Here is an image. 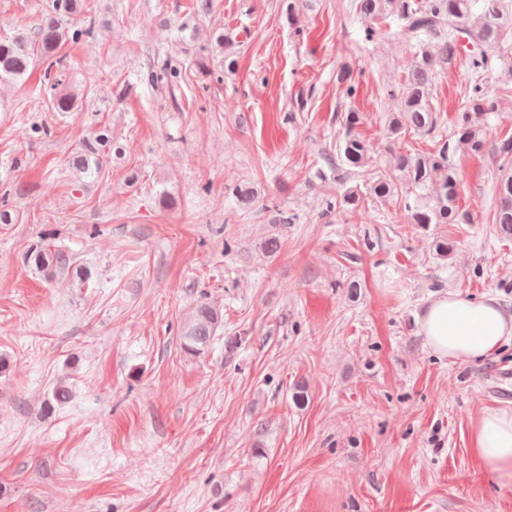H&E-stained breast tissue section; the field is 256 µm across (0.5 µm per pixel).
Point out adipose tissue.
<instances>
[{"label":"adipose tissue","mask_w":512,"mask_h":512,"mask_svg":"<svg viewBox=\"0 0 512 512\" xmlns=\"http://www.w3.org/2000/svg\"><path fill=\"white\" fill-rule=\"evenodd\" d=\"M417 320L428 348L453 362L473 364L512 343V314L490 296L450 291L428 302ZM469 448L500 487H512V408L477 416Z\"/></svg>","instance_id":"adipose-tissue-1"}]
</instances>
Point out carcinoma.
I'll return each mask as SVG.
<instances>
[{"instance_id":"carcinoma-1","label":"carcinoma","mask_w":512,"mask_h":512,"mask_svg":"<svg viewBox=\"0 0 512 512\" xmlns=\"http://www.w3.org/2000/svg\"><path fill=\"white\" fill-rule=\"evenodd\" d=\"M362 22L363 41L369 44L398 40L413 54L411 68L399 87L387 89L397 99V108L387 113L386 138L390 159L384 172L364 185L351 184L363 169L370 166V144L358 133L360 115H341L336 138L338 175L336 198L327 202L324 216L337 209L354 210L366 199H386L405 194L404 209L408 223L426 230L432 224H469V213L459 205L460 179L454 158L461 151L483 154L488 148L482 122L499 108L500 96L490 94L484 86L485 76L497 68V50L512 38V0H353ZM87 7L84 0H52L51 12L28 33L0 40V79L20 78L37 58L47 64L45 80L50 86L55 112H69L75 94L62 89L64 79L51 74L58 48L64 41L76 43L87 28L69 29L64 18H73ZM394 17L395 25L381 27L378 21ZM466 54L467 69L473 84L466 90L454 125L447 135L436 140L430 150L410 152L396 150L407 134L430 136L439 126L437 112L430 96L438 76L456 67L460 53ZM336 82L344 95L355 96L354 72L342 67ZM112 153V137L105 127L86 141L72 158V165L82 178L101 176ZM496 155L505 161L499 166L496 180L497 204L492 223L497 232L512 237V139L496 146ZM30 265L45 280L51 281L64 272H75L81 280L91 278L85 267L74 268L73 258L64 251L41 243L26 256ZM220 323V315L212 306L195 307L184 323L182 342L189 354L199 353L210 341ZM71 390L62 381L48 393L47 406L62 405Z\"/></svg>"}]
</instances>
